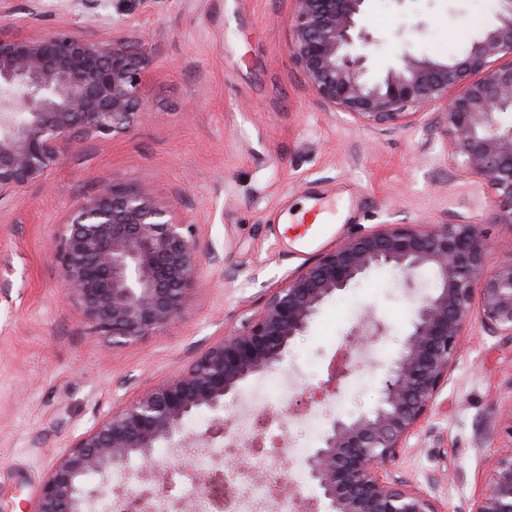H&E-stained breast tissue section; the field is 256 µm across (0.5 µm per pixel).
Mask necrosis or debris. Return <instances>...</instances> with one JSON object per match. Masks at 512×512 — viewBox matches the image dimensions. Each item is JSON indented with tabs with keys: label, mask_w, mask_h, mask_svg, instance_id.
I'll use <instances>...</instances> for the list:
<instances>
[{
	"label": "necrosis or debris",
	"mask_w": 512,
	"mask_h": 512,
	"mask_svg": "<svg viewBox=\"0 0 512 512\" xmlns=\"http://www.w3.org/2000/svg\"><path fill=\"white\" fill-rule=\"evenodd\" d=\"M283 429V422L266 417L260 401L249 400L232 426L225 428L223 443L205 445L196 450L199 469L168 470L161 495L153 500L152 512H175V504L183 501L190 502L192 512H219L198 491L201 472H212L215 460L223 456L226 448L235 447L239 452L245 453L248 452L250 444L257 441L263 443L264 449L256 453L255 458L267 472V481L253 483L245 478L225 480L224 509L220 512H261L263 504L271 497L278 482H295L300 478L298 471L288 467V457L281 450L279 439Z\"/></svg>",
	"instance_id": "1"
}]
</instances>
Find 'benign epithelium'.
Here are the masks:
<instances>
[{"label":"benign epithelium","instance_id":"7a95c632","mask_svg":"<svg viewBox=\"0 0 512 512\" xmlns=\"http://www.w3.org/2000/svg\"><path fill=\"white\" fill-rule=\"evenodd\" d=\"M365 0H296L290 55L333 109L358 125H405L411 110L455 94L444 123L464 173L487 179L498 197L495 223L512 227V0H499L496 23L449 61L407 54L398 69L366 78L371 37L360 25ZM146 49L90 40L60 30L26 39L0 32V193L41 178L63 151L85 137L124 132L146 113L141 69ZM115 184L77 205L54 254L65 290L84 319L114 345H131L175 325L201 285V259L190 224ZM492 270L477 224H388L320 253L265 300L241 331L224 336L195 363L112 413L77 438L45 478L35 512H83L81 479L123 469L179 434L201 409L218 411L249 378L276 370L290 343L322 305L371 271L433 275L402 350L369 413L336 417L304 457V478L324 512H443L431 495L384 477L430 412L454 366L474 297L488 332L512 337V244ZM385 327L354 326L329 370V386L352 372L349 348ZM490 485L474 512H512V452L493 458Z\"/></svg>","mask_w":512,"mask_h":512}]
</instances>
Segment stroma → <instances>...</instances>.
Masks as SVG:
<instances>
[{
	"instance_id": "35a3bbf8",
	"label": "stroma",
	"mask_w": 512,
	"mask_h": 512,
	"mask_svg": "<svg viewBox=\"0 0 512 512\" xmlns=\"http://www.w3.org/2000/svg\"><path fill=\"white\" fill-rule=\"evenodd\" d=\"M31 5L10 0L0 32L39 38L66 29L144 44L147 113L127 132L77 142L45 177L0 194V512H33L73 440L188 368L339 241L382 224L474 223L487 267L503 260L499 244L512 228L495 223L489 182L457 165L441 121L445 101L384 131L328 107L289 55L294 0H98L77 13L46 8L29 25ZM497 11V0H365L370 76L400 67L408 52L462 56ZM105 183L175 203L177 219L195 229L207 283L179 324L129 346L82 320L53 259L72 209ZM320 203L331 235L309 247L280 240L279 224ZM430 280L420 272L411 289L400 272L374 271L323 306L281 366L291 384L269 407L283 417L304 412L354 324L369 316L388 332L347 388L318 404L308 428H287L283 446H317L334 417L375 406ZM510 414L512 337L472 319L392 476L436 497L444 512H473L491 457L512 448L500 426Z\"/></svg>"
}]
</instances>
